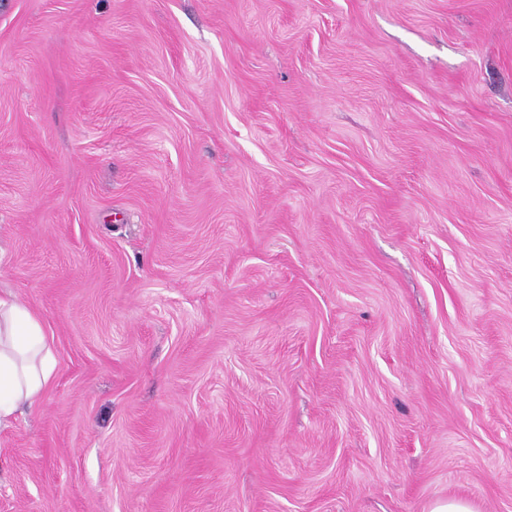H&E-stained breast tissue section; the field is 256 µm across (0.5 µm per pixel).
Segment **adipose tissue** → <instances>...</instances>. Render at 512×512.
I'll return each instance as SVG.
<instances>
[{
	"label": "adipose tissue",
	"mask_w": 512,
	"mask_h": 512,
	"mask_svg": "<svg viewBox=\"0 0 512 512\" xmlns=\"http://www.w3.org/2000/svg\"><path fill=\"white\" fill-rule=\"evenodd\" d=\"M56 357L42 317L12 296H0V428L51 386Z\"/></svg>",
	"instance_id": "1"
}]
</instances>
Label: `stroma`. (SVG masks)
I'll list each match as a JSON object with an SVG mask.
<instances>
[{
    "label": "stroma",
    "instance_id": "obj_1",
    "mask_svg": "<svg viewBox=\"0 0 512 512\" xmlns=\"http://www.w3.org/2000/svg\"><path fill=\"white\" fill-rule=\"evenodd\" d=\"M0 293V512H512V0H0ZM56 357L42 317L14 297L0 296V429L51 386Z\"/></svg>",
    "mask_w": 512,
    "mask_h": 512
}]
</instances>
